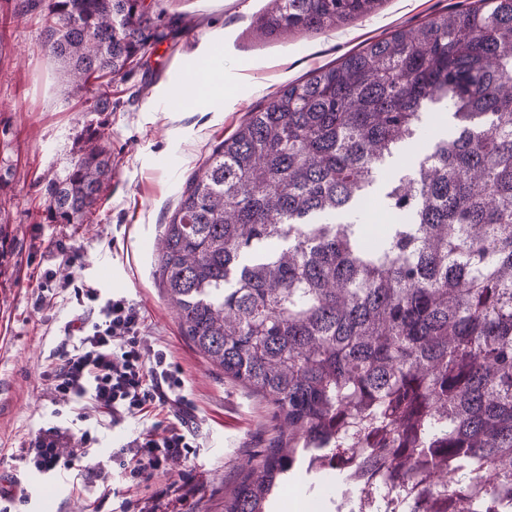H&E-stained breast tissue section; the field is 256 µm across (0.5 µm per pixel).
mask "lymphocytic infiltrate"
I'll use <instances>...</instances> for the list:
<instances>
[{"label":"lymphocytic infiltrate","mask_w":512,"mask_h":512,"mask_svg":"<svg viewBox=\"0 0 512 512\" xmlns=\"http://www.w3.org/2000/svg\"><path fill=\"white\" fill-rule=\"evenodd\" d=\"M78 302L100 303L97 320L76 324V344L61 362L44 370L55 402L93 409L105 426H119L125 418L146 415L149 406L177 404L190 409L184 382L173 369L166 351L149 344L141 334L136 306L126 297L100 300L95 289L78 288ZM95 439L90 432L69 434L61 428L41 431L24 448L29 468L49 473L74 469L86 458ZM195 452L194 437L185 428L164 433L146 430L120 446L130 477L150 478L173 461L188 460Z\"/></svg>","instance_id":"lymphocytic-infiltrate-1"}]
</instances>
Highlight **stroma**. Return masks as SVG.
<instances>
[{"instance_id":"stroma-1","label":"stroma","mask_w":512,"mask_h":512,"mask_svg":"<svg viewBox=\"0 0 512 512\" xmlns=\"http://www.w3.org/2000/svg\"><path fill=\"white\" fill-rule=\"evenodd\" d=\"M146 2L168 36L113 80L112 109L99 114L91 92L74 91L44 48L41 10L48 0H0V222L10 230V247L0 257V476L19 480L12 512H113L117 506L99 495L89 474L77 483L68 472L28 470L20 457L39 430L71 424L42 372L70 350L68 327L91 318L74 298L78 288L136 304L145 338L166 348L182 372L193 404L187 426L198 443L190 461L137 484L109 461L112 448L148 424H177L175 414L149 422L130 417L113 429L90 419L84 426L99 442L83 468L109 461L131 512H222L240 467L259 463L275 436L274 408L226 377L185 336L155 275V242L213 148L283 85L475 0H381L365 20L273 35L256 23L266 0ZM218 34L222 52L210 70L222 77L223 94L179 98L178 88L196 80L201 52ZM99 119L112 134L111 185L86 223H45L47 180L67 168L85 122Z\"/></svg>"}]
</instances>
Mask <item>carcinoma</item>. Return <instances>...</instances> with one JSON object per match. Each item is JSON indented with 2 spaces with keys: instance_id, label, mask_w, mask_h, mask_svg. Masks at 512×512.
Masks as SVG:
<instances>
[{
  "instance_id": "cac0c4a2",
  "label": "carcinoma",
  "mask_w": 512,
  "mask_h": 512,
  "mask_svg": "<svg viewBox=\"0 0 512 512\" xmlns=\"http://www.w3.org/2000/svg\"><path fill=\"white\" fill-rule=\"evenodd\" d=\"M380 0H268L270 33L366 19ZM44 45L76 89L166 38L145 0H51ZM445 101L454 130L431 134ZM405 174L387 170L421 140ZM112 181L106 125H86L46 223L82 224ZM399 216L371 236L362 201ZM185 336L268 399L278 435L224 495L270 512L310 459L336 512H428L475 498L512 512V0H478L284 86L217 145L158 243Z\"/></svg>"
}]
</instances>
